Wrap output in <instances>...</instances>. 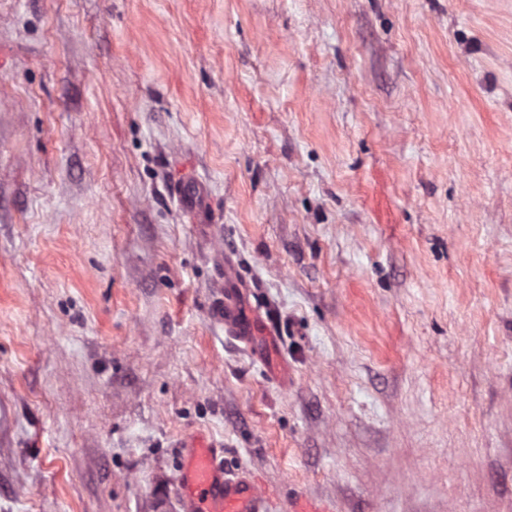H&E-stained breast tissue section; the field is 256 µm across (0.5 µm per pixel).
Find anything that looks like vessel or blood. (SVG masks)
Masks as SVG:
<instances>
[{"label": "vessel or blood", "mask_w": 512, "mask_h": 512, "mask_svg": "<svg viewBox=\"0 0 512 512\" xmlns=\"http://www.w3.org/2000/svg\"><path fill=\"white\" fill-rule=\"evenodd\" d=\"M224 333L251 344L258 315L247 305L238 269L224 264V303L218 310ZM180 512H269V496L246 471H229L216 446L194 439L181 450Z\"/></svg>", "instance_id": "obj_1"}]
</instances>
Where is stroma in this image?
<instances>
[{
  "mask_svg": "<svg viewBox=\"0 0 512 512\" xmlns=\"http://www.w3.org/2000/svg\"><path fill=\"white\" fill-rule=\"evenodd\" d=\"M196 434L512 512V0H0V512H178ZM218 316L224 322L225 335L251 347L257 334L258 315L247 305L238 269L228 260L224 262V304Z\"/></svg>",
  "mask_w": 512,
  "mask_h": 512,
  "instance_id": "obj_1",
  "label": "stroma"
}]
</instances>
